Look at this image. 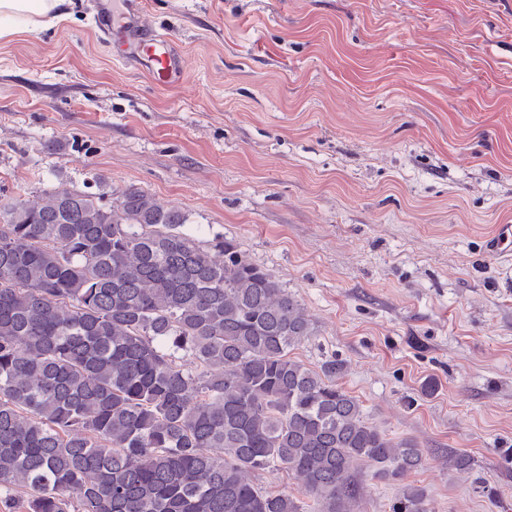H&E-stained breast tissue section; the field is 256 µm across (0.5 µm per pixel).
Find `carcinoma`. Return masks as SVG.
I'll return each mask as SVG.
<instances>
[{"mask_svg": "<svg viewBox=\"0 0 512 512\" xmlns=\"http://www.w3.org/2000/svg\"><path fill=\"white\" fill-rule=\"evenodd\" d=\"M0 203V512H352L354 465L401 481L411 439L290 357L305 307L232 239L128 188ZM308 500L267 491L266 471ZM392 512H430L405 486ZM257 483L265 490L273 492L288 493V495L308 500L304 490L291 478L282 471H267L262 473Z\"/></svg>", "mask_w": 512, "mask_h": 512, "instance_id": "obj_1", "label": "carcinoma"}]
</instances>
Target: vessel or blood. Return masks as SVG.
Instances as JSON below:
<instances>
[{"mask_svg": "<svg viewBox=\"0 0 512 512\" xmlns=\"http://www.w3.org/2000/svg\"><path fill=\"white\" fill-rule=\"evenodd\" d=\"M122 9L106 7L105 0L94 4L95 23L101 39L121 47L124 61L133 63L156 85L166 86L184 71V55L173 39L147 26L142 17V0H121Z\"/></svg>", "mask_w": 512, "mask_h": 512, "instance_id": "vessel-or-blood-1", "label": "vessel or blood"}]
</instances>
